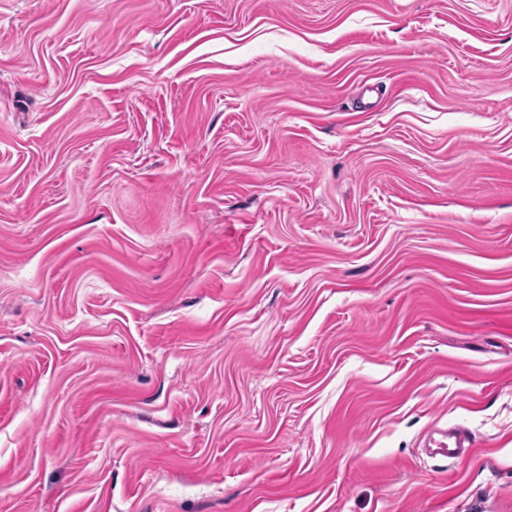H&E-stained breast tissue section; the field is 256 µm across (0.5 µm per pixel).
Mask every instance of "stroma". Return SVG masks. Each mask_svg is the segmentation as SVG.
Listing matches in <instances>:
<instances>
[{"label":"stroma","mask_w":512,"mask_h":512,"mask_svg":"<svg viewBox=\"0 0 512 512\" xmlns=\"http://www.w3.org/2000/svg\"><path fill=\"white\" fill-rule=\"evenodd\" d=\"M0 512H512V0H0Z\"/></svg>","instance_id":"obj_1"}]
</instances>
